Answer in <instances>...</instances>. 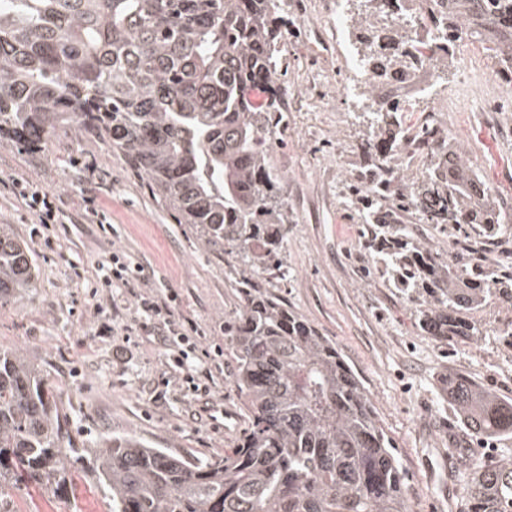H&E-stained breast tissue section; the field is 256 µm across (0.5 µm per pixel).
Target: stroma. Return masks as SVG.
Here are the masks:
<instances>
[{
    "instance_id": "35a3bbf8",
    "label": "stroma",
    "mask_w": 512,
    "mask_h": 512,
    "mask_svg": "<svg viewBox=\"0 0 512 512\" xmlns=\"http://www.w3.org/2000/svg\"><path fill=\"white\" fill-rule=\"evenodd\" d=\"M293 26L282 53L286 120L270 161L286 177L287 236L282 278H253L335 342L371 398L405 476L408 512H457L465 494L442 450L460 430L458 412L441 397L439 378L459 372L512 401V346L489 341L451 344L420 330L414 306L373 265L363 226L346 198V182L362 161L366 126L357 104L336 96L333 76L356 51L351 27L337 29L332 0H286ZM500 65L482 44L456 47L431 84L432 113L408 112L415 130L434 118L463 144L478 173L512 216V96L499 88ZM30 178L54 195L61 222L52 246L11 192ZM95 198L111 229L82 215ZM0 224L24 240L36 263V286L19 302L0 304V347L17 349L53 380L76 440L133 435L190 458L223 454L247 427L245 398L231 377L224 319L238 309V262L210 251L191 225L178 223L148 180L101 140L59 128L40 148L0 140ZM121 250L144 268L132 288L100 289L92 300L81 279ZM178 296L176 318L196 325L198 362L209 395L185 393L181 381L159 382L168 350L159 327L125 332L137 295ZM232 411L215 420L214 405ZM58 488L11 485L7 512H108L94 451Z\"/></svg>"
}]
</instances>
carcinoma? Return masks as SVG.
I'll return each mask as SVG.
<instances>
[{
    "instance_id": "cac0c4a2",
    "label": "carcinoma",
    "mask_w": 512,
    "mask_h": 512,
    "mask_svg": "<svg viewBox=\"0 0 512 512\" xmlns=\"http://www.w3.org/2000/svg\"><path fill=\"white\" fill-rule=\"evenodd\" d=\"M357 55L370 73V124L348 199L367 225L373 271L416 305L422 330L451 343L512 346L476 314L512 306V275L471 250L435 254L394 215L455 224L478 245L505 231L504 210L445 127L409 136L394 76L422 67L414 13L454 42L479 37L512 80V0H366ZM285 0H0V136L21 146L62 126L91 133L148 178L181 224L244 265L242 277L278 276L285 176L270 163L287 92L278 58L288 38ZM425 159L419 177L402 163ZM27 245L0 225V303L34 288ZM248 426L222 456L188 459L133 436L96 441L95 468L110 512H407L404 476L371 398L327 338L278 296L247 287L224 322ZM468 440L444 454L467 479L459 512H512V448L477 465L467 441L512 435V401L468 376H441ZM54 384L16 349L0 348V499L7 477L52 488L81 463Z\"/></svg>"
}]
</instances>
